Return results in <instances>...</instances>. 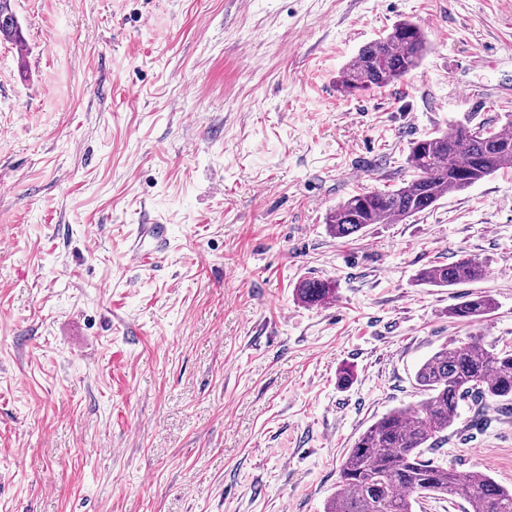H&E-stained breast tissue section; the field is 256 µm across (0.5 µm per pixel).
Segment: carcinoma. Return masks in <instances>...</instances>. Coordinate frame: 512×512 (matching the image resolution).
Wrapping results in <instances>:
<instances>
[{
	"label": "carcinoma",
	"mask_w": 512,
	"mask_h": 512,
	"mask_svg": "<svg viewBox=\"0 0 512 512\" xmlns=\"http://www.w3.org/2000/svg\"><path fill=\"white\" fill-rule=\"evenodd\" d=\"M0 39L24 41L14 0H0ZM429 51L414 22L393 26L384 37L363 45L345 65L337 85L347 93L384 88L415 70ZM411 178L395 190L357 193L329 213L338 238L366 232L372 224H394L433 207L444 196L464 191L499 170L512 167V114L498 130L455 122L447 130L410 144ZM483 262L466 255L419 271L417 280L436 287L477 282ZM332 280L308 278L296 288L299 300L317 306L336 295ZM493 299L471 293L449 309L453 318L478 321ZM425 395L419 406L393 409L358 438L339 470L336 492L324 512H416L427 499L458 498L467 512H512V488L480 470L459 471L425 458V451L448 439L461 405L483 416L490 401H512V350L488 347L475 337L465 345L444 346L415 374Z\"/></svg>",
	"instance_id": "carcinoma-1"
}]
</instances>
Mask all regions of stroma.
Here are the masks:
<instances>
[{
	"label": "stroma",
	"instance_id": "35a3bbf8",
	"mask_svg": "<svg viewBox=\"0 0 512 512\" xmlns=\"http://www.w3.org/2000/svg\"><path fill=\"white\" fill-rule=\"evenodd\" d=\"M0 42V512H323L420 364L512 349V168L397 224L326 218L409 177L414 140L512 113V0H15ZM431 50L341 93L402 19ZM483 64L472 67L471 62ZM476 89L474 98L462 87ZM167 249L134 261L140 224ZM464 253L486 279L417 272ZM332 279L300 303L295 284ZM494 300L479 321L461 296ZM349 365L354 378L340 386ZM430 459L512 486V414ZM13 2L14 0H0V39L21 44L24 37ZM335 281L308 278L300 281L296 288L299 300L307 305L317 306L329 302L336 295ZM493 299L483 293H471L449 309L450 317L478 321L493 309Z\"/></svg>",
	"mask_w": 512,
	"mask_h": 512
}]
</instances>
